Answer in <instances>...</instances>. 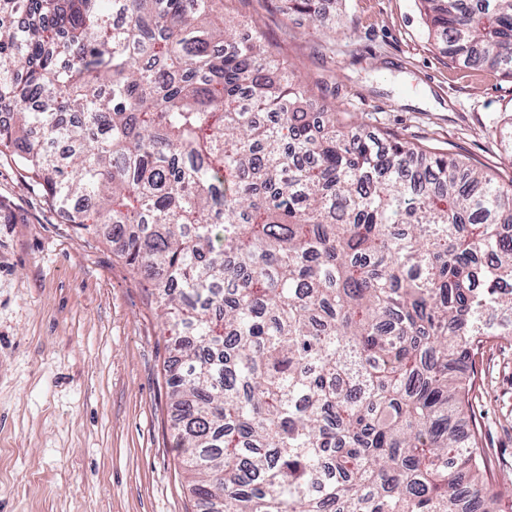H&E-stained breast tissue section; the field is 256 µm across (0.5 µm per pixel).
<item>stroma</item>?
Returning <instances> with one entry per match:
<instances>
[{"label":"stroma","instance_id":"35a3bbf8","mask_svg":"<svg viewBox=\"0 0 512 512\" xmlns=\"http://www.w3.org/2000/svg\"><path fill=\"white\" fill-rule=\"evenodd\" d=\"M284 0H224L272 53L375 135L512 182V79L452 61L417 0H347L309 27ZM121 241L77 234L13 156L0 154V512H200L172 446L170 333ZM470 408L512 473V347L477 358Z\"/></svg>","mask_w":512,"mask_h":512}]
</instances>
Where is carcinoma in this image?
<instances>
[{
    "mask_svg": "<svg viewBox=\"0 0 512 512\" xmlns=\"http://www.w3.org/2000/svg\"><path fill=\"white\" fill-rule=\"evenodd\" d=\"M419 2L449 59L512 78V0ZM264 42L224 0H0V153L175 321L204 512H507L460 422L461 367L512 343V189L315 117Z\"/></svg>",
    "mask_w": 512,
    "mask_h": 512,
    "instance_id": "cac0c4a2",
    "label": "carcinoma"
}]
</instances>
